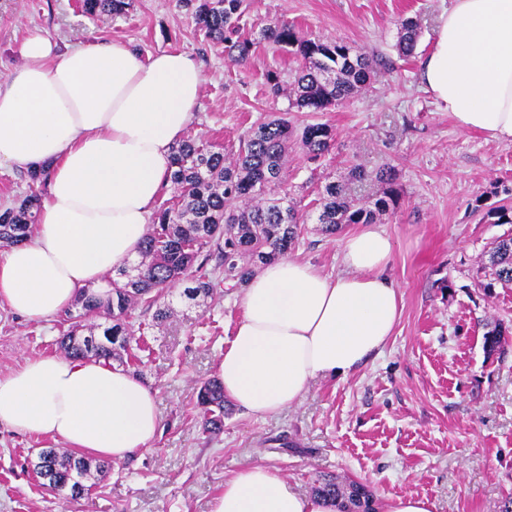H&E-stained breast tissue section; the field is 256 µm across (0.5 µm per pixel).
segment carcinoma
Segmentation results:
<instances>
[{"mask_svg":"<svg viewBox=\"0 0 512 512\" xmlns=\"http://www.w3.org/2000/svg\"><path fill=\"white\" fill-rule=\"evenodd\" d=\"M206 38L224 46L233 61L248 59L253 42L242 37L240 17L249 0H182ZM128 0H80L81 12L89 17L120 15ZM399 52L413 53L419 35L417 22H402ZM265 40L293 48L301 59L293 82L292 105L321 112L352 97L364 88L374 72L372 60L342 42L325 43L303 36L293 25L278 19L264 29ZM293 130L288 120L270 119L251 129L230 157L190 135L173 148L170 188L176 202L161 205L143 239L137 271L100 297L83 290L74 300L78 314L66 311L72 329L59 341L68 357L124 363L131 348V310L143 304L154 310L153 319L163 322L172 308L165 301L171 288L184 284L183 296L191 301L207 298L221 286L242 285L254 274V266L270 262L294 249L302 232L297 203L282 189ZM297 137L301 150L312 158L327 154L336 133L326 124H310ZM374 179L386 185L382 195L363 201L351 196L345 182L323 187L316 207V223L328 235L345 224H370L376 215L398 204L392 188L391 168L369 171L351 169L349 180ZM40 199L26 196L0 210V248L25 243L38 223ZM214 268L207 269L209 259ZM493 288L512 285V236L493 243L489 251ZM506 329L497 323L484 334V350L491 357L500 351ZM196 404L202 412L200 428L207 434L224 429L230 410L224 386L209 379L198 387ZM111 462L94 464L71 452L48 448L38 454L34 471L51 491L76 500L91 490L84 480L105 475ZM313 494L339 501L340 512H378L370 487L362 482H338L323 478Z\"/></svg>","mask_w":512,"mask_h":512,"instance_id":"obj_1","label":"carcinoma"}]
</instances>
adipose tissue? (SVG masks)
<instances>
[{
	"instance_id": "ef3b65f1",
	"label": "adipose tissue",
	"mask_w": 512,
	"mask_h": 512,
	"mask_svg": "<svg viewBox=\"0 0 512 512\" xmlns=\"http://www.w3.org/2000/svg\"><path fill=\"white\" fill-rule=\"evenodd\" d=\"M20 66L0 79V166L48 175L32 237L0 256V304L40 321L138 256L167 186L172 148L194 118L204 76L183 51L140 59L123 42L61 50L32 30ZM426 92L458 128L512 143V0H452L421 68ZM342 272L292 258L243 290L241 318L218 365L224 393L248 412L300 403L317 378H345L379 353L401 316L393 243L370 227L341 242ZM0 426L49 435L81 454L122 460L161 429L157 391L103 362L59 355L0 375ZM210 512H338L251 465L224 481Z\"/></svg>"
}]
</instances>
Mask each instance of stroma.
<instances>
[{"label": "stroma", "mask_w": 512, "mask_h": 512, "mask_svg": "<svg viewBox=\"0 0 512 512\" xmlns=\"http://www.w3.org/2000/svg\"><path fill=\"white\" fill-rule=\"evenodd\" d=\"M450 0H252L239 25L253 43L246 63L207 40L180 0H133L121 16L91 19L78 0H0V78L19 63L27 30L65 46L121 41L141 57L180 50L201 63L204 85L189 130L237 150L258 124L288 118L295 129L325 123L333 148L309 159L289 145L283 185L300 206L304 230L293 257L328 272L342 268L343 225L329 237L315 222L319 190L352 165L395 170L399 204L373 222L392 240L391 274L402 314L382 352L344 379L313 381L299 405L268 417L234 409L219 434L202 433L198 384L217 374L241 316L240 289L189 301L169 298L174 315L156 324L132 312L139 343L128 370L159 393L161 433L151 450L113 462L88 495L68 502L48 491L31 461L55 447L48 436L0 427V512H209L224 479L248 465L278 469L300 492L320 476L370 486L379 512L400 496L428 498L433 512H498L512 496V288L484 291L492 243L512 235L489 207L512 206V143L460 130L425 92L421 65ZM310 37L341 41L374 60L366 88L323 112L272 95L268 74L292 83L298 61L264 40L271 18ZM418 21L412 56L400 55L401 23ZM503 323L500 354L486 357L483 335ZM67 322L26 320L0 307V374L24 359L58 353Z\"/></svg>", "instance_id": "1"}]
</instances>
